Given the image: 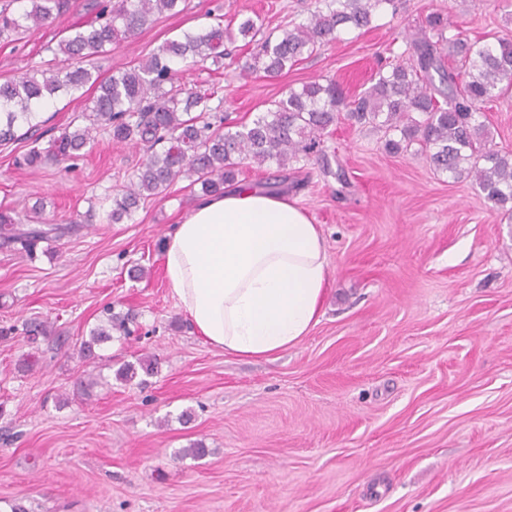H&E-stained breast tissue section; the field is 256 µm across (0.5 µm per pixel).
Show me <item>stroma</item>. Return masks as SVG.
<instances>
[{
    "label": "stroma",
    "instance_id": "obj_1",
    "mask_svg": "<svg viewBox=\"0 0 512 512\" xmlns=\"http://www.w3.org/2000/svg\"><path fill=\"white\" fill-rule=\"evenodd\" d=\"M318 0H183L129 43L95 57L129 69L205 13L266 29L302 22ZM431 12L470 40L512 33L504 0H398L269 79L233 65L182 68V87L219 84L218 115L251 123L304 84L370 85L389 52L412 59ZM92 0L20 40H0V83L39 68L94 21ZM42 103L34 135L0 146V211L65 227L35 258L0 245V512H512V223L469 179L434 169L419 145L388 152L382 130L342 120L324 160L288 168L289 198L321 224L330 274L324 314L272 360L239 359L198 336L168 288L163 247L198 188L180 179L112 223V196L145 152L98 132L83 157L19 166L96 96ZM146 270L133 279L131 266ZM134 312L129 336L78 355L105 306ZM47 333L30 342L27 320ZM153 373L117 379L141 358ZM97 384L86 389L88 375ZM202 443L205 456L188 455Z\"/></svg>",
    "mask_w": 512,
    "mask_h": 512
}]
</instances>
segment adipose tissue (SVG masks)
<instances>
[{
    "instance_id": "1",
    "label": "adipose tissue",
    "mask_w": 512,
    "mask_h": 512,
    "mask_svg": "<svg viewBox=\"0 0 512 512\" xmlns=\"http://www.w3.org/2000/svg\"><path fill=\"white\" fill-rule=\"evenodd\" d=\"M162 258L183 313L224 353L272 358L323 314V230L287 196L235 186L201 197L168 233Z\"/></svg>"
}]
</instances>
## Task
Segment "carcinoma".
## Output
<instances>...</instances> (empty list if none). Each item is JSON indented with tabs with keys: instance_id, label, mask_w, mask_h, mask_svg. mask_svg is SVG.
<instances>
[{
	"instance_id": "1",
	"label": "carcinoma",
	"mask_w": 512,
	"mask_h": 512,
	"mask_svg": "<svg viewBox=\"0 0 512 512\" xmlns=\"http://www.w3.org/2000/svg\"><path fill=\"white\" fill-rule=\"evenodd\" d=\"M18 13L0 9V38L32 34L66 13L70 0H15ZM181 0H118L96 4L97 17L74 29L58 44L48 67L26 71L0 84V145L17 139V130L38 126L37 109L46 97L78 89L92 80L83 66L106 47L130 43L156 14L174 10ZM304 23L280 26L263 33L260 18H247L238 30L218 21L183 33L162 44L133 68L111 76L100 85L85 114L86 124L65 128L46 149L32 146L22 165L40 168L75 159L103 129L117 143L141 145L147 157L126 189L112 197L110 219L132 218L146 200L161 194L179 178L200 186L203 195L224 193L235 181L240 164H274L282 175L265 187L277 192L288 183V163L319 152L321 136L339 120L355 124L377 122L398 131L385 147L394 153L418 143L434 167L454 179L470 178L485 198L512 212V151L496 148L488 135L486 105L512 92V37L492 42H469L455 33L446 35L448 21L439 12L422 20L420 37L413 41L410 63L391 59L380 65L371 85L347 102L336 81H314L291 90L257 115L248 126L232 129L206 120L211 100L220 88L186 92L175 85L176 66L191 61L218 64L228 52L224 42L241 36L251 45L242 69L278 77L287 66L312 55L336 40L344 29L363 30L394 0H323ZM65 234L55 225L17 224L0 213V238L18 245L27 255L39 243ZM105 319L90 331L81 355H94V346L112 331L127 332L129 315L104 309Z\"/></svg>"
}]
</instances>
